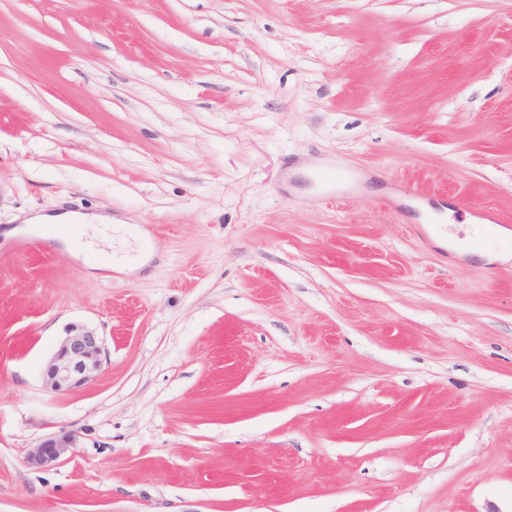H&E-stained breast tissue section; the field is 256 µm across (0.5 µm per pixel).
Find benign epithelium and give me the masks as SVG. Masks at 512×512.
Listing matches in <instances>:
<instances>
[{
    "mask_svg": "<svg viewBox=\"0 0 512 512\" xmlns=\"http://www.w3.org/2000/svg\"><path fill=\"white\" fill-rule=\"evenodd\" d=\"M104 338L83 325H70L44 370L45 385L55 392L69 391L89 383L106 358ZM76 445L70 432L50 436L27 454L26 461L36 468H49Z\"/></svg>",
    "mask_w": 512,
    "mask_h": 512,
    "instance_id": "benign-epithelium-1",
    "label": "benign epithelium"
}]
</instances>
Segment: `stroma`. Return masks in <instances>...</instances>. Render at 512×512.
<instances>
[{
    "instance_id": "stroma-1",
    "label": "stroma",
    "mask_w": 512,
    "mask_h": 512,
    "mask_svg": "<svg viewBox=\"0 0 512 512\" xmlns=\"http://www.w3.org/2000/svg\"><path fill=\"white\" fill-rule=\"evenodd\" d=\"M0 512H512V0H0ZM23 223L13 229V234H36L45 224H108L112 219L107 216L92 218L74 211H64L53 215L36 214L24 218ZM97 222V223H95ZM104 338L83 325H70L44 370L45 385L55 392L89 383L106 359ZM76 437L70 432H63L50 436L36 446L32 447L27 454L26 461L36 468H49L57 464L62 456L75 448Z\"/></svg>"
}]
</instances>
